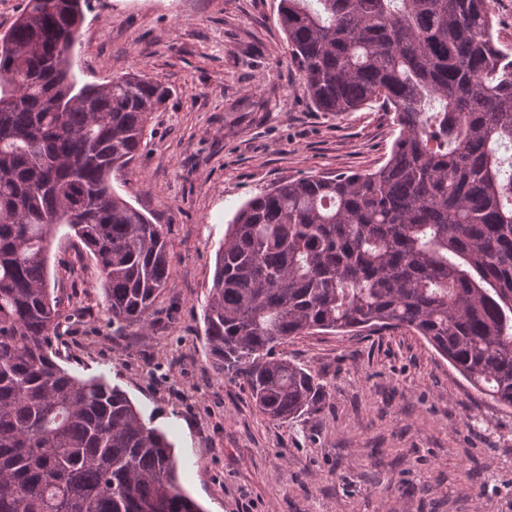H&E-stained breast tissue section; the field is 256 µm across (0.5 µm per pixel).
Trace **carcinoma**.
<instances>
[{
  "label": "carcinoma",
  "mask_w": 512,
  "mask_h": 512,
  "mask_svg": "<svg viewBox=\"0 0 512 512\" xmlns=\"http://www.w3.org/2000/svg\"><path fill=\"white\" fill-rule=\"evenodd\" d=\"M88 5L28 0L0 55V512H203L166 434L56 361L75 316L49 288L56 226L94 260L114 322H143L172 276L162 225L110 184L169 91L144 74L79 84L67 57ZM278 23L318 111L379 102L398 135L376 170L237 210L204 310L213 365L286 422L326 397L288 340L405 328L512 408V54L489 0H280Z\"/></svg>",
  "instance_id": "1"
}]
</instances>
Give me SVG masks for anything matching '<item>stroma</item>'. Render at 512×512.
I'll use <instances>...</instances> for the list:
<instances>
[{"instance_id": "35a3bbf8", "label": "stroma", "mask_w": 512, "mask_h": 512, "mask_svg": "<svg viewBox=\"0 0 512 512\" xmlns=\"http://www.w3.org/2000/svg\"><path fill=\"white\" fill-rule=\"evenodd\" d=\"M80 82L142 73L169 90L125 200L162 225L172 283L142 325L111 322L93 260L58 227L50 284L86 309L59 363L127 393L174 445L182 488L205 512H512V409L480 398L406 329L300 336L283 345L327 397L301 418L260 415L207 353L215 255L247 200L307 175L374 170L397 136L371 105L317 111L291 62L279 0H91Z\"/></svg>"}]
</instances>
